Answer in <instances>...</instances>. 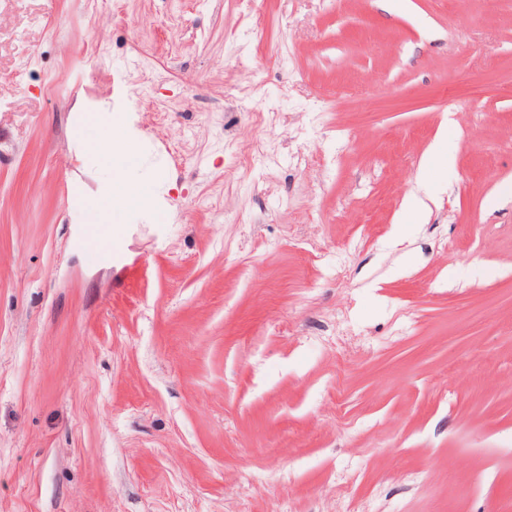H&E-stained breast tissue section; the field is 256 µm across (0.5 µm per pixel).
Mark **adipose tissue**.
Segmentation results:
<instances>
[{
  "label": "adipose tissue",
  "instance_id": "ef3b65f1",
  "mask_svg": "<svg viewBox=\"0 0 512 512\" xmlns=\"http://www.w3.org/2000/svg\"><path fill=\"white\" fill-rule=\"evenodd\" d=\"M103 134L98 139L86 142L85 149L96 161L113 169L116 175L108 183L104 198L91 201L89 209L99 222H107L112 214L113 205H122L136 209L151 206L153 193L144 184L132 181L120 175L128 155L134 152V145L128 140L122 122L112 117H105L102 123Z\"/></svg>",
  "mask_w": 512,
  "mask_h": 512
}]
</instances>
